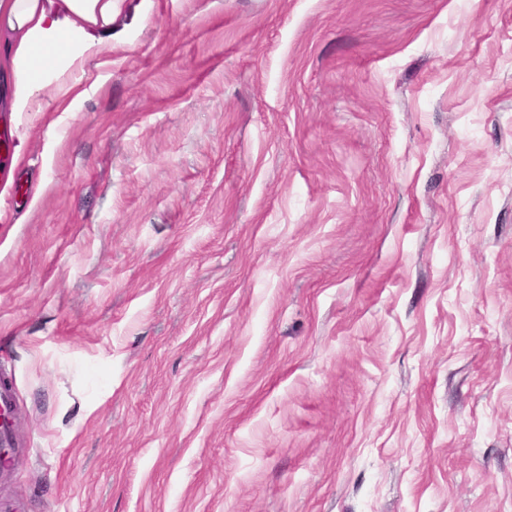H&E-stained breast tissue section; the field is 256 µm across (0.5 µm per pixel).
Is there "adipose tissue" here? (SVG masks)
Instances as JSON below:
<instances>
[{"mask_svg":"<svg viewBox=\"0 0 512 512\" xmlns=\"http://www.w3.org/2000/svg\"><path fill=\"white\" fill-rule=\"evenodd\" d=\"M117 0H0V80L11 89V109L28 111L42 75L72 52L90 56L102 49L93 30L108 31Z\"/></svg>","mask_w":512,"mask_h":512,"instance_id":"obj_1","label":"adipose tissue"}]
</instances>
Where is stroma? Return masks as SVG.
<instances>
[{
	"label": "stroma",
	"mask_w": 512,
	"mask_h": 512,
	"mask_svg": "<svg viewBox=\"0 0 512 512\" xmlns=\"http://www.w3.org/2000/svg\"><path fill=\"white\" fill-rule=\"evenodd\" d=\"M110 34L29 111L0 88V498L512 512V0H118ZM14 405L15 397L12 384L5 380L0 381V415L3 417V423L0 422V458L11 459L13 456V448L11 447L12 433L9 428V422Z\"/></svg>",
	"instance_id": "stroma-1"
}]
</instances>
